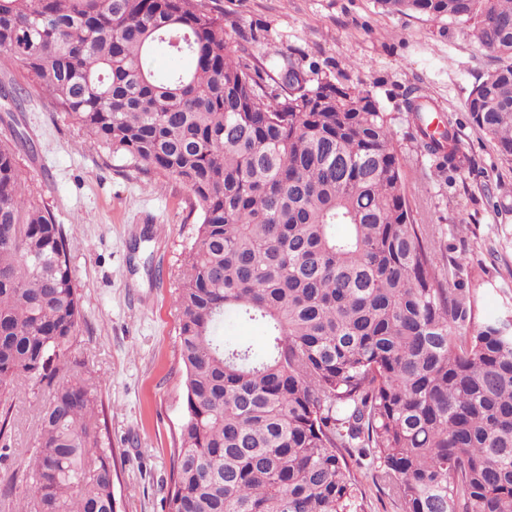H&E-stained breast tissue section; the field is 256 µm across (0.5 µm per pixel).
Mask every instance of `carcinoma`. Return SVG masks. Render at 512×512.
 <instances>
[{"instance_id":"cac0c4a2","label":"carcinoma","mask_w":512,"mask_h":512,"mask_svg":"<svg viewBox=\"0 0 512 512\" xmlns=\"http://www.w3.org/2000/svg\"><path fill=\"white\" fill-rule=\"evenodd\" d=\"M450 20L495 59L471 122L512 163V0H377ZM192 61L159 82L151 49ZM0 53L98 149L171 178L199 208L174 303L185 368L166 512H364L350 463L401 512H512V319L406 194L407 158L367 90L315 64L270 81L224 41L215 0H0ZM436 169L468 166L457 126L430 131ZM0 141V438L21 378L50 391L12 512H115L100 382L66 356L82 316L61 225ZM262 328V351L219 334Z\"/></svg>"}]
</instances>
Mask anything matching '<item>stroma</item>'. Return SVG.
<instances>
[{
  "mask_svg": "<svg viewBox=\"0 0 512 512\" xmlns=\"http://www.w3.org/2000/svg\"><path fill=\"white\" fill-rule=\"evenodd\" d=\"M224 39L270 77L295 63L346 75L391 114L395 142L409 161L407 193L417 219L430 225L440 261L461 258L478 285L482 315L512 313V164L465 109L494 60L455 23L383 12L375 0H218ZM419 89L458 123L470 161L454 179L438 176L415 136L404 99ZM14 127L36 144L18 162L62 224L71 248L74 284L83 318L70 348L102 382L106 424L117 475L120 512H164L174 448L186 414L173 295L197 226L191 194L160 175L145 176L97 150L61 113L30 92ZM10 126V127H13ZM0 121V139L10 129ZM162 239L146 238L150 225ZM48 394L27 381L15 397L10 452L0 459V512H11L34 450L35 408Z\"/></svg>",
  "mask_w": 512,
  "mask_h": 512,
  "instance_id": "obj_1",
  "label": "stroma"
}]
</instances>
